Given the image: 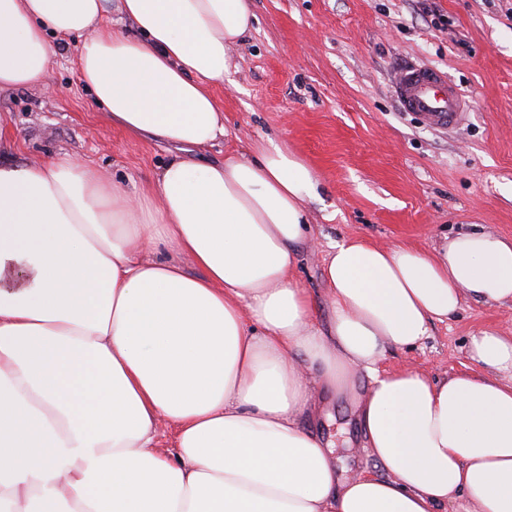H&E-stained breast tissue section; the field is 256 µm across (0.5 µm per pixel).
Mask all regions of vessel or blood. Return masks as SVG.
Segmentation results:
<instances>
[{
    "instance_id": "b4317fda",
    "label": "vessel or blood",
    "mask_w": 512,
    "mask_h": 512,
    "mask_svg": "<svg viewBox=\"0 0 512 512\" xmlns=\"http://www.w3.org/2000/svg\"><path fill=\"white\" fill-rule=\"evenodd\" d=\"M393 85L401 108L422 117L433 128H455L466 115V100L436 68L406 67L398 72Z\"/></svg>"
}]
</instances>
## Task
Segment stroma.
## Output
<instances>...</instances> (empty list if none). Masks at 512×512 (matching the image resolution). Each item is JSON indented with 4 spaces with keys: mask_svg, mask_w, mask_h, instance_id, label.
<instances>
[{
    "mask_svg": "<svg viewBox=\"0 0 512 512\" xmlns=\"http://www.w3.org/2000/svg\"><path fill=\"white\" fill-rule=\"evenodd\" d=\"M256 21L228 50L214 93L227 136L194 150L210 164L257 140L287 143L316 179L307 204L310 237L294 276L330 313L323 259L330 241L361 237L377 246L432 250L443 236L481 226L512 238V0H250ZM77 37L59 43L54 93L1 89L9 134L0 159L71 155L136 192L153 181L172 149L129 138L93 101L75 60ZM409 64L441 68L471 102L466 121L441 132L402 111L393 91ZM512 335V302L466 299L409 349H391L383 367L446 379L475 371L471 336ZM331 441L350 477L384 476L370 456L347 398L316 401L301 419Z\"/></svg>",
    "mask_w": 512,
    "mask_h": 512,
    "instance_id": "obj_1",
    "label": "stroma"
}]
</instances>
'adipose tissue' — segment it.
I'll use <instances>...</instances> for the list:
<instances>
[{"instance_id": "obj_1", "label": "adipose tissue", "mask_w": 512, "mask_h": 512, "mask_svg": "<svg viewBox=\"0 0 512 512\" xmlns=\"http://www.w3.org/2000/svg\"><path fill=\"white\" fill-rule=\"evenodd\" d=\"M254 19L248 0H0V90H49L55 39L81 36L113 124L176 150L137 194L66 155L0 163V512H512V336H471L475 373L381 366L466 298L512 300V240L334 241L318 327L292 277L310 166L270 139L186 156L225 134L213 90ZM361 372L385 474L344 479L299 418Z\"/></svg>"}]
</instances>
